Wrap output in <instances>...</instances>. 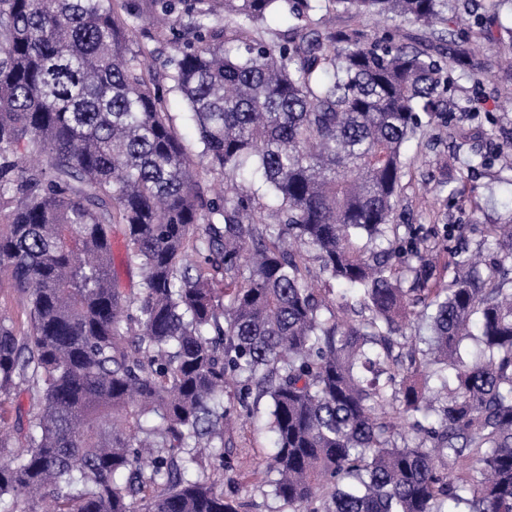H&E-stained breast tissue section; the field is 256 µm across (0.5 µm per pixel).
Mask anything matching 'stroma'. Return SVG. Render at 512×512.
<instances>
[{
    "instance_id": "1",
    "label": "stroma",
    "mask_w": 512,
    "mask_h": 512,
    "mask_svg": "<svg viewBox=\"0 0 512 512\" xmlns=\"http://www.w3.org/2000/svg\"><path fill=\"white\" fill-rule=\"evenodd\" d=\"M455 29L467 36L468 66L453 65L448 69L452 91L447 109L460 118L456 141H443L436 149H428L409 140L404 152L411 168L402 181L401 202L395 221L399 224L431 226V205L434 201L431 177L447 179L456 194L448 202V232L464 251H474L482 238L485 225L512 213V153L502 154L487 169L467 171L463 166L466 152L479 129L462 117L463 111L479 109L493 113L500 126L512 131V106L502 105L490 90L503 75L496 61L512 49V19L503 18L490 33H480L474 26L471 12L462 11L454 17ZM327 25L333 29L357 27L368 36L393 32L408 44L427 41L425 27L391 19L360 20L331 14ZM267 406L259 404L254 414H240L237 423L224 432V467L215 478L214 488L225 497L243 504V512H278L280 505L267 497L259 483L272 451L271 435L265 428Z\"/></svg>"
}]
</instances>
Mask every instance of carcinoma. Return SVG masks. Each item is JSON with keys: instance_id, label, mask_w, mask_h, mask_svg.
Returning <instances> with one entry per match:
<instances>
[{"instance_id": "obj_1", "label": "carcinoma", "mask_w": 512, "mask_h": 512, "mask_svg": "<svg viewBox=\"0 0 512 512\" xmlns=\"http://www.w3.org/2000/svg\"><path fill=\"white\" fill-rule=\"evenodd\" d=\"M488 2L485 24L512 15ZM448 8L0 0V277L27 317L22 332L0 311V398L30 400L26 422L0 415V504L241 512L205 476L224 461L231 384L248 414L268 401L269 486L289 512H512V287L472 257L442 281L428 253L447 244L394 223L403 145L451 124L447 68L467 38ZM323 12L421 23L445 51L323 29ZM145 18L172 47L165 89L133 40ZM506 151L491 137L471 161ZM200 168L224 194L201 191ZM116 224L135 292L115 272ZM487 237L512 259V214ZM310 252L352 292L351 320ZM418 305L425 351L398 340ZM415 413L435 421L399 436Z\"/></svg>"}]
</instances>
